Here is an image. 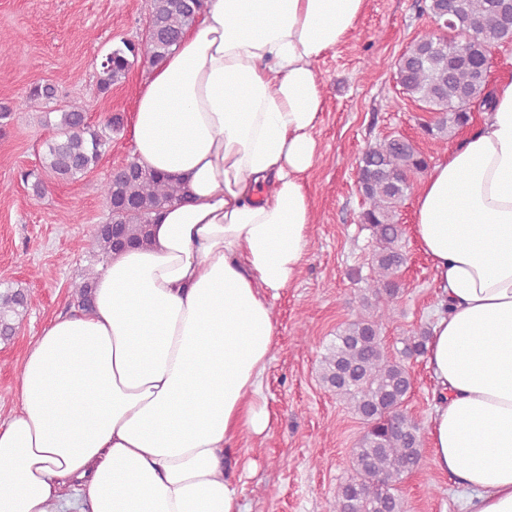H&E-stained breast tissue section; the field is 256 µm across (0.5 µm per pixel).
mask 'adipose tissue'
<instances>
[{
  "label": "adipose tissue",
  "mask_w": 512,
  "mask_h": 512,
  "mask_svg": "<svg viewBox=\"0 0 512 512\" xmlns=\"http://www.w3.org/2000/svg\"><path fill=\"white\" fill-rule=\"evenodd\" d=\"M364 0H206L152 67L136 161L183 198L101 266L90 310L53 319L0 421V512H241L226 448L270 427L272 300L300 274L324 106L314 67ZM413 238L440 309L427 343L435 467L468 512H512V81L442 156Z\"/></svg>",
  "instance_id": "adipose-tissue-1"
}]
</instances>
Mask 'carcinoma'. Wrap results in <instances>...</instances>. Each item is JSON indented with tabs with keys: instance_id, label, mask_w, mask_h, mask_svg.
Here are the masks:
<instances>
[{
	"instance_id": "obj_1",
	"label": "carcinoma",
	"mask_w": 512,
	"mask_h": 512,
	"mask_svg": "<svg viewBox=\"0 0 512 512\" xmlns=\"http://www.w3.org/2000/svg\"><path fill=\"white\" fill-rule=\"evenodd\" d=\"M201 8V0H149L148 32L137 42H122L103 57L97 91H110L140 61L153 66L162 62L195 23ZM425 11L438 20L450 12L471 25L468 42L455 35L453 28L446 34L434 30L422 34L396 63L403 93L428 112H442L434 122L423 125V131L432 139L446 140L470 124L473 107L491 110L493 93L478 59L512 42V0H428ZM55 100L56 87L37 81L30 84L18 105ZM123 127L124 118L119 113L93 125L84 109L63 107L55 123L56 134L42 155V172L61 180L87 174L97 167L112 135ZM427 167L426 157L400 136L385 137L368 146L356 160L366 201L360 223L368 225L374 237V276L361 289V300L366 308L374 304L382 307V314H361L342 324L320 362L321 381L364 424L352 454V474L339 487L333 512H404L397 485L413 474L422 460L421 422L404 408L412 388L405 361L426 354L428 334L422 331L406 337L395 356L383 345L381 327L399 299L397 277L406 263L398 207L410 190L411 177ZM101 194L109 206V217L97 225L90 249L103 260L123 250L125 244H146L153 214L182 198L179 182L135 160L127 162L122 175H108L101 184ZM95 276L96 271H89L74 288L73 305H91ZM28 307L24 290L0 291L1 341L14 336Z\"/></svg>"
}]
</instances>
